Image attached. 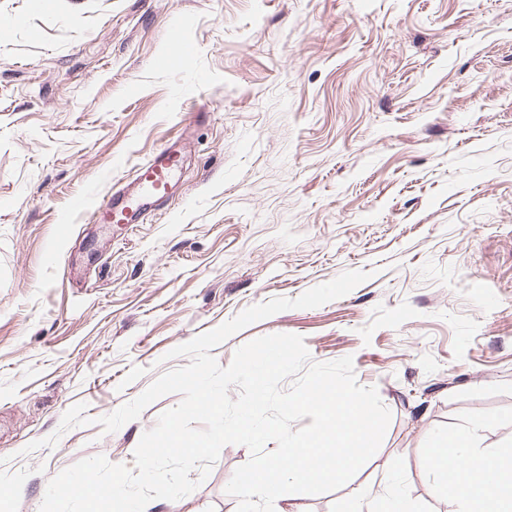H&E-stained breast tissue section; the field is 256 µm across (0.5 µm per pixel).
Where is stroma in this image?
<instances>
[{
    "instance_id": "1",
    "label": "stroma",
    "mask_w": 512,
    "mask_h": 512,
    "mask_svg": "<svg viewBox=\"0 0 512 512\" xmlns=\"http://www.w3.org/2000/svg\"><path fill=\"white\" fill-rule=\"evenodd\" d=\"M1 17L0 512H40L79 460L133 466L180 395L113 433L96 420L188 365L171 349L350 270L369 277L348 295L212 350L226 366L302 336L311 361L352 357L391 413L349 482L282 512H346L386 474L446 512L433 437L475 425L512 451V0H0ZM176 37L194 54L158 66ZM173 142L169 200L95 223ZM77 404L88 424L61 430ZM250 458L224 446L146 512H237L226 486Z\"/></svg>"
}]
</instances>
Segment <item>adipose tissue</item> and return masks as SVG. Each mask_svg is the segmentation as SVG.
I'll return each mask as SVG.
<instances>
[{
  "instance_id": "ef3b65f1",
  "label": "adipose tissue",
  "mask_w": 512,
  "mask_h": 512,
  "mask_svg": "<svg viewBox=\"0 0 512 512\" xmlns=\"http://www.w3.org/2000/svg\"><path fill=\"white\" fill-rule=\"evenodd\" d=\"M475 436L465 430L453 443L436 439L431 443L426 468L434 493H447L448 512H512V465L493 459L491 476L470 470L479 460Z\"/></svg>"
}]
</instances>
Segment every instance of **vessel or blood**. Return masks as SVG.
I'll list each match as a JSON object with an SVG mask.
<instances>
[{"mask_svg": "<svg viewBox=\"0 0 512 512\" xmlns=\"http://www.w3.org/2000/svg\"><path fill=\"white\" fill-rule=\"evenodd\" d=\"M181 152L169 145L138 165L131 192L102 201L94 208L97 222L136 224L143 221L159 201L169 197Z\"/></svg>", "mask_w": 512, "mask_h": 512, "instance_id": "1", "label": "vessel or blood"}]
</instances>
